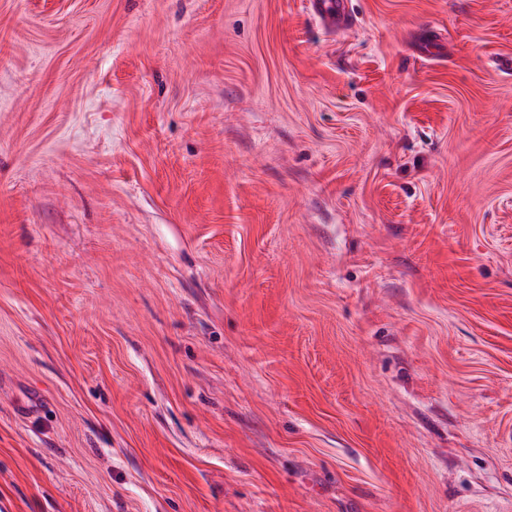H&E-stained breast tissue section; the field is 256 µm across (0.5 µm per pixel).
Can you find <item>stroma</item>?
I'll use <instances>...</instances> for the list:
<instances>
[{"label": "stroma", "instance_id": "obj_1", "mask_svg": "<svg viewBox=\"0 0 512 512\" xmlns=\"http://www.w3.org/2000/svg\"><path fill=\"white\" fill-rule=\"evenodd\" d=\"M351 4L0 0V512H512V0ZM307 12L332 31L347 30L353 24L350 0H307Z\"/></svg>", "mask_w": 512, "mask_h": 512}]
</instances>
